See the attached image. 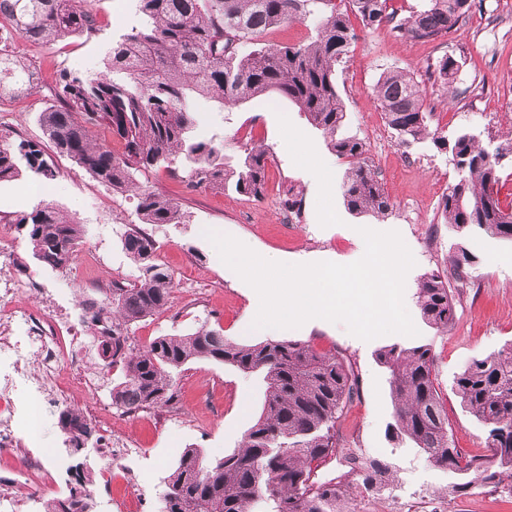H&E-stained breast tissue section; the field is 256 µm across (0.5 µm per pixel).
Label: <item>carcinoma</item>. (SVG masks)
Wrapping results in <instances>:
<instances>
[{
  "mask_svg": "<svg viewBox=\"0 0 512 512\" xmlns=\"http://www.w3.org/2000/svg\"><path fill=\"white\" fill-rule=\"evenodd\" d=\"M138 2L137 24L112 43L99 72L60 69L53 88L57 103L38 116L43 138L57 154L112 192L136 199V220L121 237L138 270L135 282L114 278L108 299L82 303L83 322L99 342L102 368L124 370L123 379L112 385V404L135 412L170 402L176 373L198 360L261 373L262 410L240 449L216 461L198 448L185 449L167 476L162 512H254L260 499L273 501L274 512H346L348 497L340 485L311 481L313 465L339 445L336 422L356 391V376L344 359L299 341L237 344L206 324L186 336H157L145 344L130 339L132 324L170 306L174 288L173 275L143 225L185 222L173 198L143 186L139 177L164 167L195 189L230 188L252 201L264 200L265 148L245 144L240 161L229 165L224 141L198 140L193 130L201 99L231 109L274 92L293 101L327 148L349 162L342 184L346 209L358 216L388 215L393 205L366 161L365 144L355 136H338L347 113L336 86V64L356 39L350 15L365 29L390 25L402 37L435 41L469 15L473 0H427L425 9L402 18L390 9V0H347V10L336 0ZM307 18L312 19L309 41L263 40ZM97 27L88 0H0V102L26 97L42 83L39 69L10 50L11 38L51 45ZM426 69L447 85L459 65L446 55ZM376 99L400 144L428 141L457 160L460 177L440 204L443 223L512 240V202L500 199L498 160L500 152L512 153V139L492 154L471 134L450 140L430 129L419 84L408 71L381 75ZM25 170L45 185L57 179L42 143L18 141L11 128L0 125V182ZM16 224L43 265L63 271L73 262L82 225L68 212L42 202ZM474 262L461 244L449 270L421 277L417 302L428 324L446 329L454 322V293L464 287L465 269ZM376 358L389 371L392 441H411L434 465L452 473H472L483 485L512 488V346L474 359L456 377L463 406L487 430L490 455L485 458L465 456L453 445L430 348L393 345L378 350ZM60 428L73 435L76 454L94 435L74 410L62 414ZM348 462L365 491L385 487L388 465L374 460L364 466L354 456ZM474 481L455 483L450 493L466 494ZM92 508L91 496H69L57 499L50 512Z\"/></svg>",
  "mask_w": 512,
  "mask_h": 512,
  "instance_id": "carcinoma-1",
  "label": "carcinoma"
}]
</instances>
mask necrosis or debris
<instances>
[{"mask_svg": "<svg viewBox=\"0 0 512 512\" xmlns=\"http://www.w3.org/2000/svg\"><path fill=\"white\" fill-rule=\"evenodd\" d=\"M10 254L0 253V512H40L42 479L69 493L74 460L59 449L43 451L32 436L31 417L47 418L52 411L73 406L72 388L58 382L60 364L76 372L88 365L80 338L66 312L36 281L22 279ZM37 296L40 308L15 304L19 295ZM122 433L103 436L100 444L116 461V469L92 468L96 493L112 499L140 500L144 492L126 464Z\"/></svg>", "mask_w": 512, "mask_h": 512, "instance_id": "obj_1", "label": "necrosis or debris"}]
</instances>
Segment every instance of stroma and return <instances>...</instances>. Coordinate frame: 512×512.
Masks as SVG:
<instances>
[{
    "mask_svg": "<svg viewBox=\"0 0 512 512\" xmlns=\"http://www.w3.org/2000/svg\"><path fill=\"white\" fill-rule=\"evenodd\" d=\"M470 16L474 25H456L432 42L396 35L390 27L357 29L347 57L336 68V85L349 118L345 136L363 140L366 157L381 171L380 183L393 205L386 217L350 214L341 185L348 168L326 147L320 133L287 98L272 94L233 109L204 104V120L195 133L207 139L225 138V155L237 161L244 133L269 148L268 193L260 202L242 199L235 192L188 188L165 172L147 174L144 184L175 198L187 211L184 224H157L148 231L158 244V255L174 276L168 310L133 324L129 335L144 344L157 336L186 335L202 324L217 325L227 338L245 344L292 339L319 352L339 353L358 375L359 388L336 424L339 446L335 455L319 462L313 480L344 476L353 512H512V492L478 487L453 496L448 487L454 474L435 467L412 442L394 443L386 434L393 421L389 373L376 360L379 349L425 345L435 357L440 396L448 412L450 435L466 455H487L486 430L461 405L456 376L473 358L512 344V242L472 231L458 232L443 223L438 203L459 177L450 156L429 143L399 145L378 107L374 88L383 72H413L422 92L423 109L430 112L432 128L455 137L467 132L488 150L512 136V0H475ZM100 24L92 35L75 36L52 46L21 42V54L38 67L44 82L32 95L12 103L9 123L23 138L40 140L37 116L53 104L51 89L63 67L94 73L113 39L135 24L134 0H92ZM458 58L452 89H445L426 69L443 55ZM314 146L317 167L302 164L296 144L287 133ZM60 171L51 193H44L29 172L0 183V249L12 252L20 276L35 277L55 294L74 321H81L80 302L97 296L112 278L132 279L135 265L121 249L120 235L133 218V198L112 193L66 157L56 158ZM302 198L297 223L282 224L277 211L288 189ZM48 201L76 214L83 224L75 270L58 271L35 260L14 220ZM398 231L412 252L415 265L405 283V305L419 334H390L364 341L341 324L312 319L295 329H253L258 297L252 288L225 268L203 232L212 229L244 242L264 258L284 263L330 261L350 264L365 251L360 228ZM477 257L459 299L451 327L427 324L416 303L420 277L447 267L458 245ZM260 374H245L228 364L196 361L176 377L175 392L182 412L171 417L145 413L126 422L105 417L103 430L122 428L135 453L130 460L146 500L137 512H157L164 478L183 449H202L217 460L239 449L255 423L263 402ZM359 461L379 459L391 470V483L380 493L366 492L359 477L350 473L347 455Z\"/></svg>",
    "mask_w": 512,
    "mask_h": 512,
    "instance_id": "stroma-1",
    "label": "stroma"
}]
</instances>
